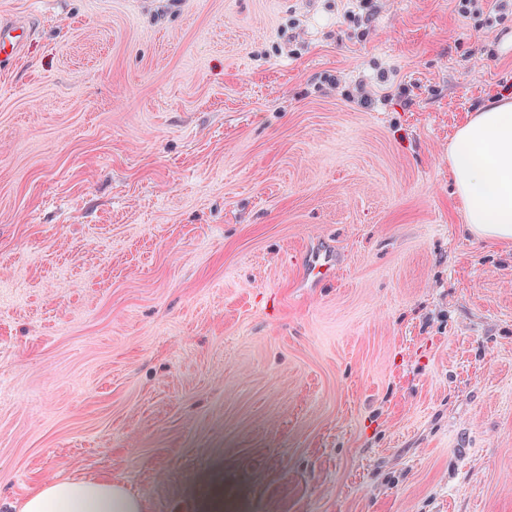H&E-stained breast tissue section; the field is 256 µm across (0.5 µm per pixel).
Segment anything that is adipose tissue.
<instances>
[{
	"instance_id": "adipose-tissue-1",
	"label": "adipose tissue",
	"mask_w": 512,
	"mask_h": 512,
	"mask_svg": "<svg viewBox=\"0 0 512 512\" xmlns=\"http://www.w3.org/2000/svg\"><path fill=\"white\" fill-rule=\"evenodd\" d=\"M448 173L469 232L512 241V97L469 114L448 148ZM19 512H150V505L120 481L95 477L40 485Z\"/></svg>"
}]
</instances>
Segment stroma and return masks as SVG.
Here are the masks:
<instances>
[{
	"label": "stroma",
	"instance_id": "35a3bbf8",
	"mask_svg": "<svg viewBox=\"0 0 512 512\" xmlns=\"http://www.w3.org/2000/svg\"><path fill=\"white\" fill-rule=\"evenodd\" d=\"M497 3L0 0L33 27L0 69V512L97 476L151 512H512V242L448 178L512 96ZM309 260L307 265V278L312 283L319 284L332 276L333 264L330 254L325 250Z\"/></svg>",
	"mask_w": 512,
	"mask_h": 512
}]
</instances>
